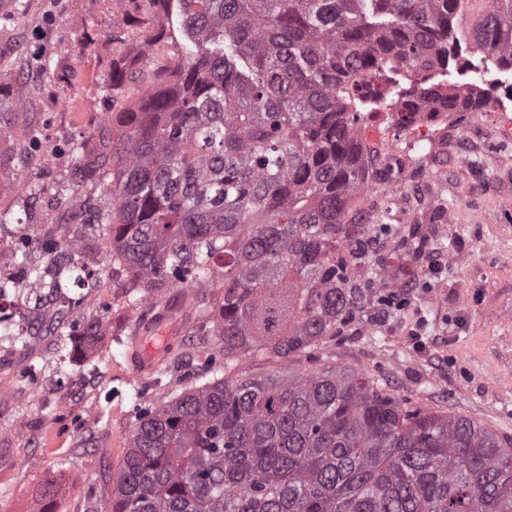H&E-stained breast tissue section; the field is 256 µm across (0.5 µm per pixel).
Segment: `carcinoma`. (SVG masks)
<instances>
[{
	"mask_svg": "<svg viewBox=\"0 0 512 512\" xmlns=\"http://www.w3.org/2000/svg\"><path fill=\"white\" fill-rule=\"evenodd\" d=\"M150 2L174 66L119 121L101 233L132 287L192 294L213 379L138 409L105 512H512V439L333 365L244 370L356 312L367 113L394 104L406 127L486 104L435 81L460 70L462 0ZM471 40L512 70V0Z\"/></svg>",
	"mask_w": 512,
	"mask_h": 512,
	"instance_id": "obj_1",
	"label": "carcinoma"
}]
</instances>
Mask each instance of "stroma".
<instances>
[{
  "mask_svg": "<svg viewBox=\"0 0 512 512\" xmlns=\"http://www.w3.org/2000/svg\"><path fill=\"white\" fill-rule=\"evenodd\" d=\"M147 0H26L0 5V213L38 234L51 213L71 220L68 198L106 211L112 198L82 163L112 154L117 113L137 106L154 70L168 64ZM124 79L111 84L113 67ZM491 101L462 121L437 117L398 127L390 110L367 117L379 146L366 193L394 208L357 206L350 223L371 226L370 259L353 282L361 307L310 352L283 362L250 359L262 375L336 364L428 411L463 416L512 437V122L501 110L512 71L484 75ZM23 100H16V90ZM53 132L56 150L84 147L83 161L39 162L33 132ZM399 181L385 179L389 157ZM436 272H429L430 262ZM104 336L67 352L68 388L34 401L14 378L0 396V512H103L138 407L160 405L207 370L210 339L193 333L183 290L161 296L170 337L159 371L135 374L129 353L150 303H127L129 278L112 268ZM405 290L403 309L378 303Z\"/></svg>",
  "mask_w": 512,
  "mask_h": 512,
  "instance_id": "stroma-1",
  "label": "stroma"
}]
</instances>
